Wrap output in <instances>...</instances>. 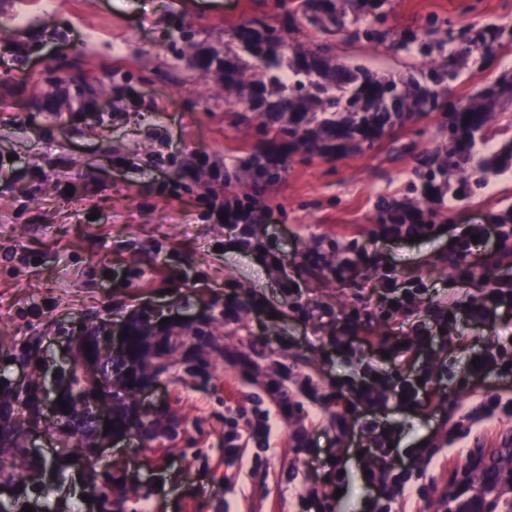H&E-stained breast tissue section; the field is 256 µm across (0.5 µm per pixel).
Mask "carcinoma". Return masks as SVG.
Wrapping results in <instances>:
<instances>
[{
	"label": "carcinoma",
	"mask_w": 512,
	"mask_h": 512,
	"mask_svg": "<svg viewBox=\"0 0 512 512\" xmlns=\"http://www.w3.org/2000/svg\"><path fill=\"white\" fill-rule=\"evenodd\" d=\"M386 0H356L361 18H373L362 30L371 39L373 24L385 19L382 11ZM308 23L317 32L340 26L336 0H307ZM239 50L224 53L218 58L207 54L189 57V66L201 71L216 69L224 88L238 92L247 104L246 111L254 112L260 120L261 134L272 140L288 142L290 151L307 158L332 154H356L363 146L374 143L387 130L417 116L442 110L448 113V146L446 151L424 162V190L432 201L440 202L436 193L439 185L459 199L471 195L480 182L454 178L465 165L485 173L499 166L512 165V138L500 145L498 152L475 156L476 140L494 141L502 134L490 124V113L500 100L512 98V78L489 83L476 95L459 99L448 105V86L453 71H429L407 81L379 75L355 62H341L326 43L311 40L307 47L286 43L279 30L268 24L261 28L242 27L237 31ZM242 171L256 187H263L277 178L268 163L250 155ZM191 356L205 364L213 352L219 351L206 321L191 335ZM91 346V352L102 362L101 401L112 400L116 405L133 396L141 381L151 377L155 367L151 352L166 349L171 356L178 349L169 345V337L152 335L134 325L126 331L125 351L115 355L110 349L109 333L98 328L84 338L81 348ZM250 368L264 370L272 379L286 367L288 356L278 359L265 350V345H250ZM89 391L82 397L65 400L62 412L84 435L92 428L87 418ZM0 461L9 462L13 470L28 466L25 452L0 438Z\"/></svg>",
	"instance_id": "1"
}]
</instances>
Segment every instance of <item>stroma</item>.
<instances>
[{"label": "stroma", "instance_id": "stroma-1", "mask_svg": "<svg viewBox=\"0 0 512 512\" xmlns=\"http://www.w3.org/2000/svg\"><path fill=\"white\" fill-rule=\"evenodd\" d=\"M336 6L345 32L330 42L340 59L398 80L452 65L453 100L512 73V0H386L379 37L355 41L347 35L361 21L349 0ZM255 19L292 45L311 32L304 0H0V167L10 172L0 178V412L12 422L29 418L18 380L63 362L75 337L97 326L124 327L146 313L152 326L168 318L182 330L233 298L241 320L215 330L225 351L262 340L328 389L361 376L335 337L364 281L389 269L440 300L461 291L447 237L384 243L373 232L395 208L447 227L492 223L512 205V169L470 172L484 181L471 196L430 203L422 164L446 147L441 111L333 159L264 140L238 95L185 60L192 48H237V30ZM488 30L501 35L493 61L477 49L457 56L465 39ZM423 36L429 49L419 47ZM256 147L281 162L261 190L235 175ZM229 206L249 220L229 228L218 215ZM349 243L363 267L339 281L331 269ZM290 277L312 302L306 311L283 299L280 283ZM253 298L258 307H249ZM131 405L176 429L154 439L126 432L95 462L126 489L122 512H325L340 468L350 484L338 512H367L356 438L338 435L320 411L307 459L297 461L287 419L222 355L198 377L171 369ZM258 409L274 421L272 448L250 445L234 461L224 441ZM441 416L390 413L399 454L431 437ZM20 441L47 465L48 512H100L97 500L75 496L84 472L70 464L68 444L40 428ZM314 480L324 498L301 502Z\"/></svg>", "mask_w": 512, "mask_h": 512}]
</instances>
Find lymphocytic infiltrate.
I'll list each match as a JSON object with an SVG mask.
<instances>
[{"label":"lymphocytic infiltrate","instance_id":"f902f5d3","mask_svg":"<svg viewBox=\"0 0 512 512\" xmlns=\"http://www.w3.org/2000/svg\"><path fill=\"white\" fill-rule=\"evenodd\" d=\"M511 243L512 223L470 224L452 236L450 248L457 258L465 260L491 250H503ZM429 294L426 284L405 287L387 274L365 282L361 288L360 304L345 315L344 334L336 339L337 348H358L365 363L361 380L352 384L347 392L336 395L341 408L333 415L332 425L338 432H345L349 417L358 412L384 413L393 407L416 410L445 402L448 394L457 393L458 387L443 385V377L435 372L433 365L413 370L409 367L410 361L431 356L439 348L447 349L449 333L459 334L468 327L493 325L512 315V277L494 279L490 287L476 289L463 304L431 309V323L413 324V317ZM375 295L382 296L385 302L382 317L394 323L411 322L408 334L360 335L362 322L374 314L370 301ZM383 352L395 359L393 368L376 364V355ZM470 354L477 362L465 365L463 384L512 376L511 335L489 337L483 345L472 348ZM269 393L280 412L291 419L293 428L289 438L295 453H302L307 447L306 436L312 424L304 405L325 400L318 382L313 375L292 365L288 368L287 389L274 386ZM455 414V420L441 425L435 437L414 449L408 464L401 468L395 464L392 427L374 423L364 427L358 443L363 460L361 481L372 496L374 512H392L393 504L418 497L430 469L438 464L445 448L457 440L476 432L482 436L485 447H493L498 422L502 417H512V398L498 394L485 397L472 407H457Z\"/></svg>","mask_w":512,"mask_h":512}]
</instances>
